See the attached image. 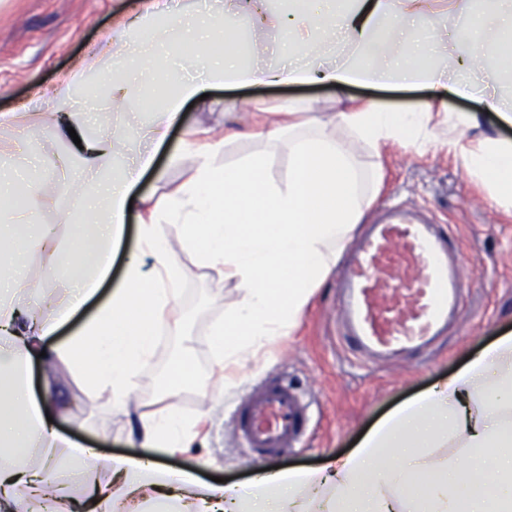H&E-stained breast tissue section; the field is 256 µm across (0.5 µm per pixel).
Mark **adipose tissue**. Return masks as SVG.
Instances as JSON below:
<instances>
[{"instance_id":"adipose-tissue-1","label":"adipose tissue","mask_w":512,"mask_h":512,"mask_svg":"<svg viewBox=\"0 0 512 512\" xmlns=\"http://www.w3.org/2000/svg\"><path fill=\"white\" fill-rule=\"evenodd\" d=\"M261 27L279 31L284 49H302L295 63L275 68H244L236 61L238 31L217 26L212 0H195L191 9L152 0L142 44L131 47L118 37L91 52L84 64L59 83L47 106L28 116L0 112V127L28 120L40 126L45 115L65 121L81 140L79 151L87 178L70 186L69 217L73 244L53 236L39 223L29 198L33 184L5 187L0 211L7 229L0 250H17L30 241L40 254L37 275L53 289L40 296L41 310L27 300V278L0 279V512H295L300 491L331 488L325 512H490L488 492L474 483L463 466L449 469L419 496L409 490L425 467L423 455L407 464V449L440 447L451 439L482 450L484 470L512 473V333L499 336L463 369L382 421L353 453L329 459L315 471H257L251 485H200L189 471H171L148 458L103 457L64 439L51 419L59 409L49 393H36L30 367L67 362L89 389H110L113 403L128 407L138 382L152 362L159 332L170 330L179 285L187 275L181 255L219 280L243 288V304L213 327L222 345L219 357L238 366L272 337L293 332L316 290L336 264L338 254L376 197L379 173L365 174L350 142L372 150L394 144L411 151L438 145L433 113L386 112L349 106L330 121L307 130L293 122L262 121L254 130L225 131L223 136L186 142L195 154L193 174L166 194L133 191L142 169L151 164L150 147L162 144L184 102L205 90L192 77L205 68L207 81L224 84L324 83L344 90L352 84L426 86L433 100L448 92L480 94L485 111L512 124V102L497 88L475 87L472 73L485 60L482 32L512 28V11L499 0H484L466 15L455 32L453 52L432 55L425 38L437 34L433 0H288L271 11L268 0H248ZM412 46L399 53L401 43ZM182 72L170 81L167 60ZM117 72L107 92L112 109L125 111L140 101L136 83L126 78L138 67L167 93L149 114L135 140L121 131L93 136L88 121L73 108L78 86L98 72L102 61ZM263 143L262 151L237 164L219 166L217 155L232 141ZM451 147L462 167L487 181L495 196L512 203V145L493 137L480 148L457 137ZM287 150L292 174L287 186L266 178L268 149ZM134 155V164L114 167L118 154ZM136 212L137 244L154 259L157 271L144 282L136 259H129L123 281L62 343L50 339L96 296L112 271V258L123 245L126 218ZM164 224L181 227L180 250L160 238ZM138 435L147 448L176 451L192 447L190 424L176 412L141 420ZM108 480H100L99 471ZM77 483L84 498L76 502L63 490Z\"/></svg>"}]
</instances>
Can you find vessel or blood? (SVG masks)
<instances>
[{
    "label": "vessel or blood",
    "mask_w": 512,
    "mask_h": 512,
    "mask_svg": "<svg viewBox=\"0 0 512 512\" xmlns=\"http://www.w3.org/2000/svg\"><path fill=\"white\" fill-rule=\"evenodd\" d=\"M455 243L438 224L398 205L384 210L354 246L340 282V340L354 356L390 358L419 349L460 315L463 281ZM310 420L308 402L271 379L237 407L244 446L273 457L292 448Z\"/></svg>",
    "instance_id": "obj_1"
}]
</instances>
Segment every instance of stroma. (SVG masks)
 I'll return each instance as SVG.
<instances>
[{"label":"stroma","mask_w":512,"mask_h":512,"mask_svg":"<svg viewBox=\"0 0 512 512\" xmlns=\"http://www.w3.org/2000/svg\"><path fill=\"white\" fill-rule=\"evenodd\" d=\"M150 0H0V111L20 112L52 97L59 81L78 69L89 51L130 25ZM98 135L111 133L123 122L135 137L144 114L128 108L117 119L108 100L84 89L78 95ZM431 99L420 85L372 87L354 85L339 92L325 85L213 86L205 99L181 110L166 142L158 149L154 167L136 187L137 193L161 195L188 178L196 167L183 151L185 140L223 133L225 113H235L242 125L255 122L257 113L272 112L289 101L307 103L304 119L330 118L343 101L370 104L389 112H416ZM441 112L478 115L480 125L465 130L470 142L490 134L512 144V125L484 111L474 99L448 96ZM351 150L363 169L382 164L383 183L373 205L365 210L371 221L379 207L397 203L428 212L455 239L456 262L464 279L459 320L427 349L391 360L355 363L337 336L339 294L335 276L317 289L298 328L279 336L266 351L249 358L237 372L233 388L202 397L203 386L222 374L213 324L245 298L235 282L219 281L183 254L187 277L181 286L178 315L183 336L158 342L152 366L140 380L134 401L139 412L152 415L175 407L194 423L193 447L170 452L146 448L131 434L136 416L116 407L107 389L87 391L81 380L62 364L51 368L34 364L36 389H49L61 410L58 428L68 440L105 455L151 458L171 469H195L201 482L210 477L245 482L262 466L280 469H317L327 459L353 451L363 435L403 403L441 385L484 346L512 333V206H501L490 190L457 161L448 145L423 153L396 145L373 155L360 143ZM67 154L68 141L47 127L21 138L13 127L0 128V172L11 173L19 157H26L29 174H39L46 153ZM188 351L195 374L192 381L170 391L172 359ZM275 375L297 388L310 405V427L284 454L265 458L240 442L235 429L236 403L263 378Z\"/></svg>","instance_id":"obj_1"}]
</instances>
